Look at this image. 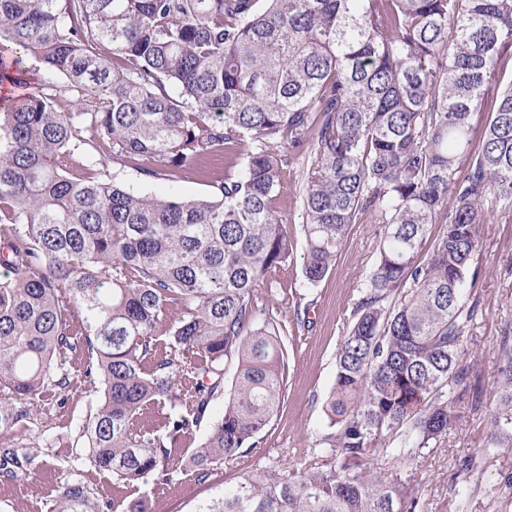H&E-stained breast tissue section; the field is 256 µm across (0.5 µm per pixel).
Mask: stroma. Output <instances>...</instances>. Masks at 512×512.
<instances>
[{"label": "stroma", "mask_w": 512, "mask_h": 512, "mask_svg": "<svg viewBox=\"0 0 512 512\" xmlns=\"http://www.w3.org/2000/svg\"><path fill=\"white\" fill-rule=\"evenodd\" d=\"M290 174L283 189L282 216L294 249V260L279 273L273 288L258 287V305L276 295L282 320L293 317L289 306L300 297L306 306V323L287 340L286 398L276 417L265 428L259 448L218 467L207 481L198 483L181 475L169 486L149 492L151 512H196L224 486L245 472L272 462L301 471L322 462L321 442L331 427L325 403L336 379V350L344 336L350 310L359 288L369 276L377 257L379 227L370 218L352 225L347 240L326 278L309 286L302 275L305 240L300 195L303 163L282 150ZM104 178L149 194L177 193L187 198L209 196L215 180L224 175L222 161L207 164L204 172L188 169L172 177L151 178L135 163L100 165ZM512 263V211L488 210L481 226L476 288L486 312L483 321L468 337L464 360L472 371L470 394L452 397L455 422L448 440L412 466L421 512H512V504L491 498L490 488L512 472V450L487 445L488 417L496 403L501 326L512 313V275L504 268ZM84 363H69V393L47 388L28 426L0 435V442L33 450L35 458L26 474L0 482V512H54L59 482L80 478L101 503L129 501L132 490L95 470L87 449L78 447L79 429L96 401L88 394L90 383ZM474 459L468 483L456 488L451 476L462 457Z\"/></svg>", "instance_id": "1"}]
</instances>
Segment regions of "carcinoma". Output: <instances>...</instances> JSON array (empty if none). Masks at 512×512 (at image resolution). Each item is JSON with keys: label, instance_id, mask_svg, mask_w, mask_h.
Here are the masks:
<instances>
[{"label": "carcinoma", "instance_id": "1", "mask_svg": "<svg viewBox=\"0 0 512 512\" xmlns=\"http://www.w3.org/2000/svg\"><path fill=\"white\" fill-rule=\"evenodd\" d=\"M511 49L512 0H0V84H23L26 53L65 79L0 100V431L25 425L45 387L69 388L81 352L101 399L79 438L125 486L201 482L260 447L286 393L288 326L275 297L262 321L255 304L293 256L286 145L307 152V284L366 213L379 256L336 353L328 462L246 473L199 512H418L402 469L447 441L448 395L469 390L479 228L486 202L512 209V83L477 150L470 125ZM91 155L155 178L222 156L229 169L188 199L106 180L77 163ZM498 354L488 445L512 450V314ZM390 433L389 474L372 445ZM33 461L0 445L5 480ZM102 510L79 481L57 490L55 512Z\"/></svg>", "mask_w": 512, "mask_h": 512}]
</instances>
